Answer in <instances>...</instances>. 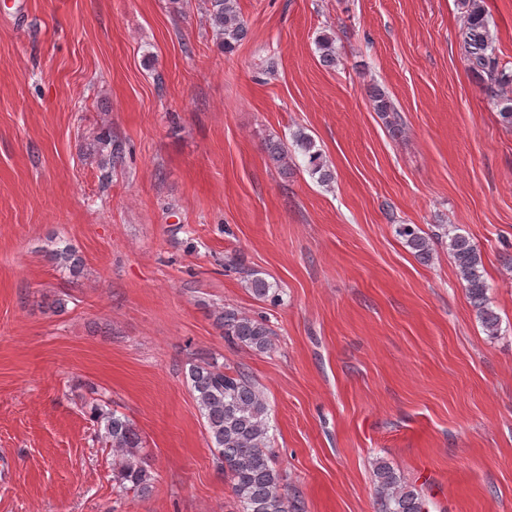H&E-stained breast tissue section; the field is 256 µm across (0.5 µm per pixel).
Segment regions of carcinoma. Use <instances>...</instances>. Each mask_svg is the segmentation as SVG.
I'll use <instances>...</instances> for the list:
<instances>
[{"mask_svg": "<svg viewBox=\"0 0 512 512\" xmlns=\"http://www.w3.org/2000/svg\"><path fill=\"white\" fill-rule=\"evenodd\" d=\"M460 5L464 17L460 50L466 68L483 83L502 121L511 127L512 96L507 88L512 85V71H507L496 54L483 0H460ZM207 11L216 40L224 52H232L247 34L238 0H208ZM315 45L322 62L329 66L336 64L334 37L323 34ZM369 96L374 111L387 126L398 129L399 116L385 91L375 85L370 88ZM97 142L99 150L106 151L104 161L109 166L122 163L120 147L112 146L111 130H102ZM292 148L307 158L310 175L321 185L331 187L333 171L315 140L298 129L292 133ZM268 156L277 168L288 169V147L271 144ZM438 228L439 232L429 235L415 224L402 223L394 225V233L424 263L436 256L435 244L448 246V255L453 259L477 320L488 335H499L501 319L488 295L480 249L468 236L452 232L448 225L440 224ZM46 255L59 272L72 278L82 273V258L72 245L57 242ZM246 287L258 300L273 304L280 301L278 287L255 270L246 273ZM210 316L225 341L259 353L274 348L276 331L267 319L245 315L226 305L213 309ZM187 378L236 512H302L300 496L291 497L285 489L282 471L271 448L268 405L249 373L242 368H226L210 355L200 353L188 362ZM89 417L97 426V437L112 448L113 476L118 487L147 493L154 484L155 472L144 457L143 439L133 421L94 401L89 404ZM374 477L379 512H427L421 492L402 482L389 463L377 462Z\"/></svg>", "mask_w": 512, "mask_h": 512, "instance_id": "cac0c4a2", "label": "carcinoma"}]
</instances>
